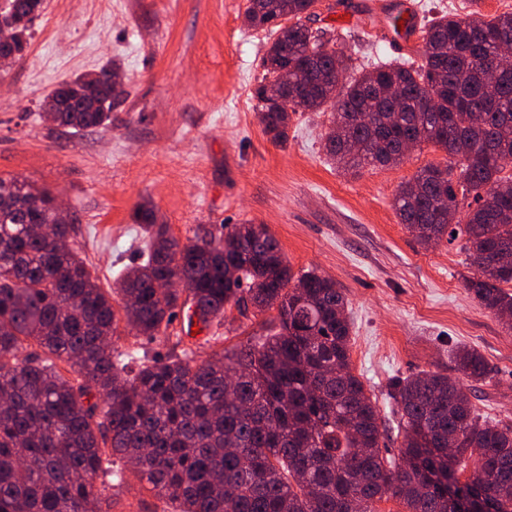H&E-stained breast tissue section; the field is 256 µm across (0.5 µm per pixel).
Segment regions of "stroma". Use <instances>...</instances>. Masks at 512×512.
Returning a JSON list of instances; mask_svg holds the SVG:
<instances>
[{
	"label": "stroma",
	"instance_id": "stroma-1",
	"mask_svg": "<svg viewBox=\"0 0 512 512\" xmlns=\"http://www.w3.org/2000/svg\"><path fill=\"white\" fill-rule=\"evenodd\" d=\"M316 0L305 23L351 57L354 68L420 63L422 44L390 51L379 31L387 0ZM246 0H44L27 47L0 70V176L52 192L71 212L74 236L98 284L115 286L147 258L136 207L151 203L159 223L186 240L227 224H264L294 275L316 272L348 299L350 357L381 412L391 381L419 372L451 373L449 352L479 350L495 369L472 384L480 415L512 423V330L463 286L474 273L461 241L421 247L394 207L400 185L447 153L421 144L396 165L344 170L328 158L331 108L291 115L288 138L273 143L257 117L262 57L274 39L244 20ZM422 23L448 13H512V0H418ZM363 12L342 27L334 15ZM114 68L122 102L108 127L75 131L42 117L53 87ZM264 315L228 312L223 326L169 342L132 331L129 352L196 359L250 343L268 332ZM172 503L135 479L113 488L110 512H173Z\"/></svg>",
	"mask_w": 512,
	"mask_h": 512
}]
</instances>
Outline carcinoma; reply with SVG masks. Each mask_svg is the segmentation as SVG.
<instances>
[{
    "instance_id": "cac0c4a2",
    "label": "carcinoma",
    "mask_w": 512,
    "mask_h": 512,
    "mask_svg": "<svg viewBox=\"0 0 512 512\" xmlns=\"http://www.w3.org/2000/svg\"><path fill=\"white\" fill-rule=\"evenodd\" d=\"M315 0H248L251 27L277 33L262 64L298 108L329 104V157L347 167L399 163L408 139L432 143L460 164L428 165L395 197L400 222L428 248L456 235L475 267L465 288L487 309L512 315V61L486 82L512 13L490 19L446 14L423 35L417 67L381 63L348 79L349 57L301 23ZM95 78L69 81L58 126L111 123L118 97L95 112L81 105ZM256 90L258 117L276 143L290 111ZM35 205L0 204V512H88L110 505L112 483L130 473L176 512H376L385 495L404 512H458L462 497L481 512H512V424L480 416L470 395L441 373L395 380L388 393L396 457L382 454L380 411L350 363L348 299L333 280L296 278L264 224H235L181 242L148 204L134 220L149 240L147 260L113 292L101 288L55 223V196L14 176L0 193ZM475 208L448 223L459 199ZM51 225V234L37 226ZM233 266L235 278L224 277ZM275 312L274 331L199 363L183 356L139 358L119 350L120 323L150 341L187 327L220 325L226 311ZM42 349L20 357L22 340ZM455 369L480 383L493 372L477 350L460 348ZM233 398H226L227 388ZM100 398L101 403L91 402ZM455 454L448 457V436Z\"/></svg>"
}]
</instances>
